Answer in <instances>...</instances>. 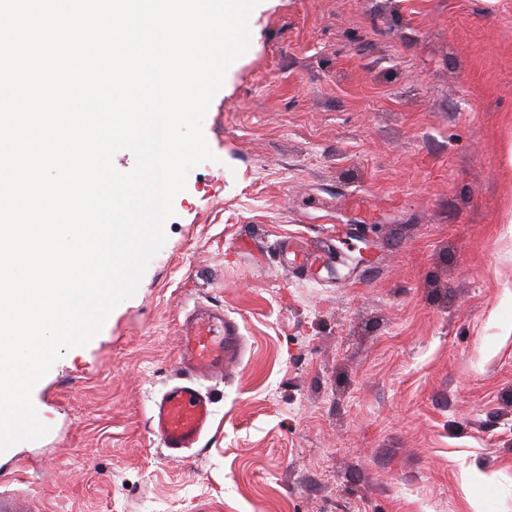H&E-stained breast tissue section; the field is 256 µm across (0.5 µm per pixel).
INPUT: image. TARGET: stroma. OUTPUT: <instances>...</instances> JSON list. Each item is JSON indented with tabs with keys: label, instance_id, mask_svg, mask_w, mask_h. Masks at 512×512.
Returning a JSON list of instances; mask_svg holds the SVG:
<instances>
[{
	"label": "stroma",
	"instance_id": "1",
	"mask_svg": "<svg viewBox=\"0 0 512 512\" xmlns=\"http://www.w3.org/2000/svg\"><path fill=\"white\" fill-rule=\"evenodd\" d=\"M135 295L0 453L39 512H512V0H260ZM328 235L294 274L280 241ZM235 319L209 431L153 434L194 306Z\"/></svg>",
	"mask_w": 512,
	"mask_h": 512
}]
</instances>
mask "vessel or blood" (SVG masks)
Wrapping results in <instances>:
<instances>
[{"label":"vessel or blood","instance_id":"vessel-or-blood-1","mask_svg":"<svg viewBox=\"0 0 512 512\" xmlns=\"http://www.w3.org/2000/svg\"><path fill=\"white\" fill-rule=\"evenodd\" d=\"M328 250L327 241L307 239L287 247L284 262L308 269ZM177 349L180 380L161 394L150 418L153 433L171 452L196 447L208 431L212 402L197 382L233 374L244 344L238 324L223 309L205 306L181 323ZM0 512H34V501L23 492L0 494Z\"/></svg>","mask_w":512,"mask_h":512}]
</instances>
